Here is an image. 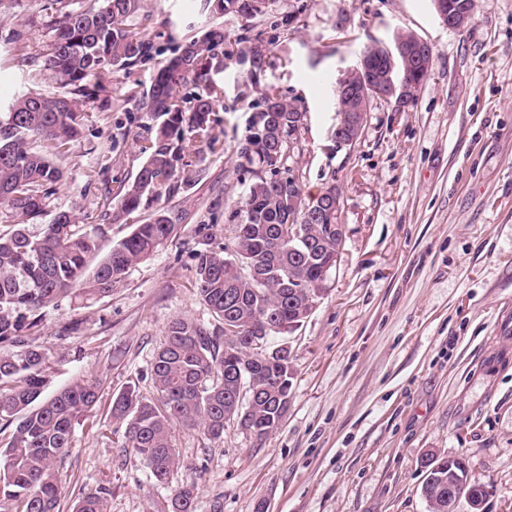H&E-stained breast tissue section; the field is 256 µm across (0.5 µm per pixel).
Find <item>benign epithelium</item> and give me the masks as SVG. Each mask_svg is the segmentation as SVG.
Instances as JSON below:
<instances>
[{
    "mask_svg": "<svg viewBox=\"0 0 512 512\" xmlns=\"http://www.w3.org/2000/svg\"><path fill=\"white\" fill-rule=\"evenodd\" d=\"M436 14L442 24L450 29L462 27L472 14L474 0H432ZM384 53L371 54L367 50L359 55L356 65L346 73L357 76L358 81L349 85L339 81L336 92L347 97L346 111L336 114L331 140L334 147H351L360 138L366 123L367 113L375 99L392 100L397 108L415 102L424 84L412 80L407 73L406 62L419 63L420 68L430 71L432 54L429 45L412 33L396 34L393 46L383 45ZM467 497L473 512H482L485 491L481 488L464 492L454 483L448 484V512H455L457 501Z\"/></svg>",
    "mask_w": 512,
    "mask_h": 512,
    "instance_id": "7a95c632",
    "label": "benign epithelium"
}]
</instances>
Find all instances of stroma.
<instances>
[{
	"instance_id": "35a3bbf8",
	"label": "stroma",
	"mask_w": 512,
	"mask_h": 512,
	"mask_svg": "<svg viewBox=\"0 0 512 512\" xmlns=\"http://www.w3.org/2000/svg\"><path fill=\"white\" fill-rule=\"evenodd\" d=\"M48 0H0V109L24 94L58 92L41 58L53 34ZM205 0H138L131 29L172 49L212 23ZM231 40L269 37L261 85L306 113L288 161L304 198L334 185L343 243L326 292L289 336L294 373L279 429L257 441L231 423L212 442L175 428L179 466L157 483L126 448L113 396L137 384L156 395L151 363L171 320L211 322L192 286L194 229L229 237L235 202L252 176L235 141L204 151L199 178L161 200L178 229L89 307L47 309L35 343L52 366L48 393L79 378L100 382L94 421L77 425L58 469L64 504L105 489L108 512H169L184 482L195 512H429L420 461L464 457L484 487L483 512H512V0H475L451 30L431 0H271L262 15L223 17ZM410 32L433 54L409 107L377 99L355 146L331 151L336 83L361 48ZM161 59L105 72L92 115L62 164L49 208L101 225V253L149 211L112 219V191L145 160L139 117ZM247 69L225 60L211 78L227 129L243 130L236 102ZM78 330L68 336V324Z\"/></svg>"
}]
</instances>
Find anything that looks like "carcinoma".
I'll return each instance as SVG.
<instances>
[{
    "mask_svg": "<svg viewBox=\"0 0 512 512\" xmlns=\"http://www.w3.org/2000/svg\"><path fill=\"white\" fill-rule=\"evenodd\" d=\"M52 4L55 35L43 68L62 91L23 95L0 112V218L10 224L9 231L0 232V433L14 427L0 448V512H62L57 465L71 447L75 426L92 416L99 401V383L92 379L42 397L50 360L31 336L40 330L45 309L65 298L89 305L112 295L129 270L154 256L176 230L166 211L157 208L100 259V228L80 223L72 211L59 210L49 223L30 229V221L45 214L52 185L64 177L55 158L65 154L91 118L84 100L100 91L101 74L134 66L157 52L150 39L126 24L136 0H92L86 9L69 8V0ZM206 4L216 15L250 19L264 13L269 0ZM231 47L224 27L213 25L178 46L159 67L144 102L145 161L133 182L119 185L113 194V220L194 181L202 147L219 142L215 107L223 90L207 83V76L224 65ZM239 58L251 75L266 64V50L256 46ZM190 75L205 85L187 97L186 108L173 90ZM238 99L250 113L238 157L251 167L253 181L237 202L240 223L232 225L230 237L234 252L209 248L213 225L195 229L202 248L195 253L194 286L215 324L172 320L152 363L156 398L140 396L131 384L112 400V418L125 424L127 447L161 484L179 465L172 435L176 425L198 428L214 441L231 422L264 427L259 440L281 426L291 388L277 387L270 379L282 365L274 357L251 360L244 337L273 317L303 322L298 314L309 310L308 291L324 260L342 242L328 231L326 219L304 225L306 241L288 242V224L321 206L319 199L302 197L297 180L279 179L280 172H288V129L298 130L305 112L271 87L257 93L249 80ZM259 112L271 118L258 123ZM232 346L252 368L245 381L262 388L251 406H239L235 389L224 380V369L233 366L226 354ZM428 458L432 512H447L448 481L470 482L468 468L436 452ZM72 512H107L106 492L82 493ZM171 512H194V485L175 491Z\"/></svg>",
    "mask_w": 512,
    "mask_h": 512,
    "instance_id": "1",
    "label": "carcinoma"
}]
</instances>
